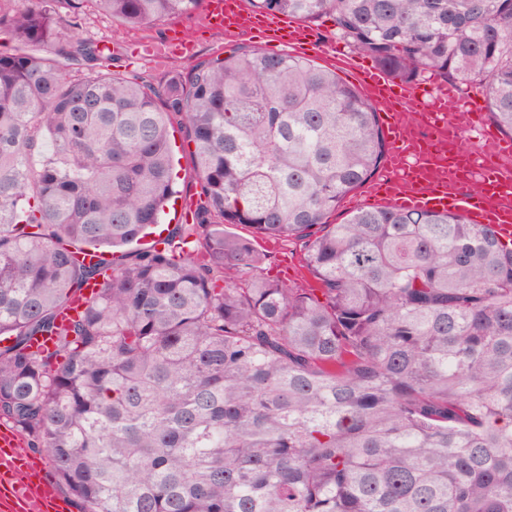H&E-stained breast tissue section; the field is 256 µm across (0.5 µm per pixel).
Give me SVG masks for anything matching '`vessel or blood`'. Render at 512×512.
Here are the masks:
<instances>
[{
  "label": "vessel or blood",
  "instance_id": "1",
  "mask_svg": "<svg viewBox=\"0 0 512 512\" xmlns=\"http://www.w3.org/2000/svg\"><path fill=\"white\" fill-rule=\"evenodd\" d=\"M241 0H207L210 26L232 31ZM359 89L380 106L390 150L386 177L374 182L377 204L411 211L451 210L492 225L512 241V142L483 120L479 103L452 84L397 82L366 61L336 51ZM53 482L28 459L13 433L0 429V512H58Z\"/></svg>",
  "mask_w": 512,
  "mask_h": 512
}]
</instances>
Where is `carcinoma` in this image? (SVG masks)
<instances>
[{
  "label": "carcinoma",
  "instance_id": "obj_1",
  "mask_svg": "<svg viewBox=\"0 0 512 512\" xmlns=\"http://www.w3.org/2000/svg\"><path fill=\"white\" fill-rule=\"evenodd\" d=\"M70 2L0 0V416L81 512H512V244L448 212L330 222L388 151L354 84L238 45L159 89L61 40ZM86 2L126 26L202 6ZM249 2L481 87L512 136V0ZM174 116L193 223L145 244ZM258 239L298 242L316 287L265 273Z\"/></svg>",
  "mask_w": 512,
  "mask_h": 512
}]
</instances>
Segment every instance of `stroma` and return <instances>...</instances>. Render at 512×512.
Returning a JSON list of instances; mask_svg holds the SVG:
<instances>
[{
  "instance_id": "stroma-1",
  "label": "stroma",
  "mask_w": 512,
  "mask_h": 512,
  "mask_svg": "<svg viewBox=\"0 0 512 512\" xmlns=\"http://www.w3.org/2000/svg\"><path fill=\"white\" fill-rule=\"evenodd\" d=\"M55 28L62 37H90L115 48L113 70L137 74L156 85L175 77L188 78L191 61L224 54L234 45L255 47L269 53L280 50L276 43L250 33L232 36L211 28L201 9L141 27L126 28L85 2L76 13L59 9ZM176 36L189 43V52L169 50L168 44ZM256 248L263 254V266L270 274L281 277L292 288L313 287V280L302 266V251L298 244L260 240Z\"/></svg>"
}]
</instances>
